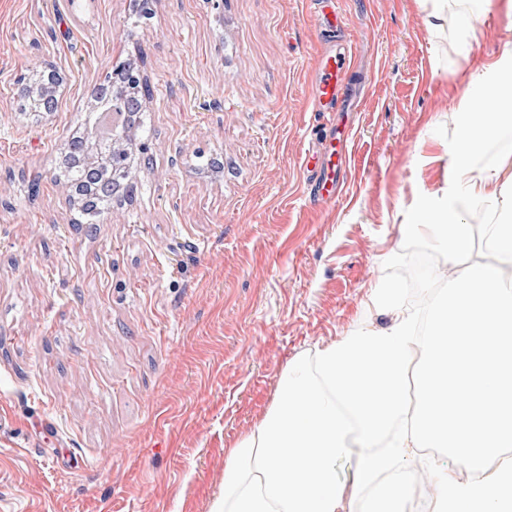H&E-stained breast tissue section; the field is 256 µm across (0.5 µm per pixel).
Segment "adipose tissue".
<instances>
[{"label": "adipose tissue", "mask_w": 512, "mask_h": 512, "mask_svg": "<svg viewBox=\"0 0 512 512\" xmlns=\"http://www.w3.org/2000/svg\"><path fill=\"white\" fill-rule=\"evenodd\" d=\"M424 24L435 31L453 15L488 11L492 0H426ZM487 105L456 115L447 194L419 197L401 231L437 244L447 262L470 247L469 214H489L495 267L451 275L446 295L427 305L393 285L373 307L384 326H363L338 342L299 355L254 428L224 451V489L210 512H343L349 489L336 462L354 459L352 490L363 512H398L410 471L422 461L435 489L432 512H512V166L473 162L487 142L512 127V53L481 62ZM428 317L431 333L419 338ZM422 348L418 365L413 349ZM416 405H408L409 392ZM437 449L483 473L461 481L443 469Z\"/></svg>", "instance_id": "obj_1"}]
</instances>
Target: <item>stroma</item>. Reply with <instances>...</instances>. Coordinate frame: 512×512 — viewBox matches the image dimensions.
Instances as JSON below:
<instances>
[{
    "label": "stroma",
    "mask_w": 512,
    "mask_h": 512,
    "mask_svg": "<svg viewBox=\"0 0 512 512\" xmlns=\"http://www.w3.org/2000/svg\"><path fill=\"white\" fill-rule=\"evenodd\" d=\"M511 0L445 31L422 0H339L352 47L338 202L305 183L323 50L312 0H0V512H210L224 451L270 407L288 364L387 314L420 239L400 226L447 190L453 115L478 59L512 43ZM143 55L150 165L130 203L82 230L56 157L114 58ZM69 89L19 113L42 61ZM220 155L224 170H202ZM40 179L32 195V177ZM472 215L456 270L498 255Z\"/></svg>",
    "instance_id": "obj_1"
}]
</instances>
